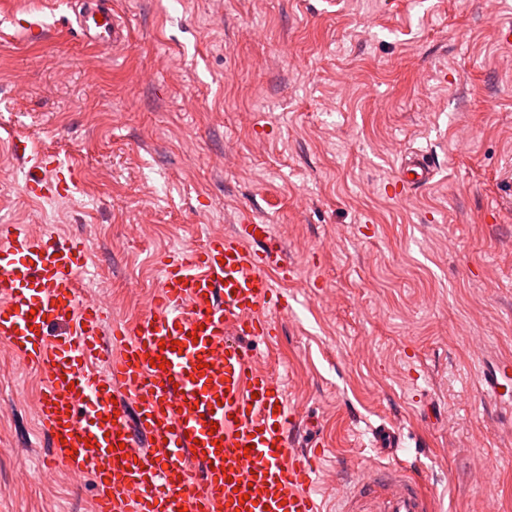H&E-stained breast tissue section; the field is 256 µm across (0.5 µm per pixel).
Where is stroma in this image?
<instances>
[{
	"mask_svg": "<svg viewBox=\"0 0 512 512\" xmlns=\"http://www.w3.org/2000/svg\"><path fill=\"white\" fill-rule=\"evenodd\" d=\"M108 2L115 53L80 0H0V222L84 243L107 333L148 313L160 255L270 224L298 275L249 348L324 444L322 512L384 468L438 512H512V413L476 385L512 355V0ZM411 151L434 177L391 195ZM47 153L70 197L28 194ZM44 381L0 340V512H93L38 427ZM105 2L83 4L75 14L80 35L87 44L115 49L128 41V32L113 9L104 8ZM102 18V22H98Z\"/></svg>",
	"mask_w": 512,
	"mask_h": 512,
	"instance_id": "stroma-1",
	"label": "stroma"
}]
</instances>
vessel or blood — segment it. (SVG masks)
<instances>
[{
	"label": "vessel or blood",
	"instance_id": "obj_1",
	"mask_svg": "<svg viewBox=\"0 0 512 512\" xmlns=\"http://www.w3.org/2000/svg\"><path fill=\"white\" fill-rule=\"evenodd\" d=\"M75 20L88 44L128 41L101 0H86ZM39 166L29 192L68 196L70 170L51 155ZM432 176L413 152L390 190L404 194ZM85 263L82 242L0 224V340L45 372L38 414L51 453L71 473L93 474L98 512H320L308 490L317 455L289 447L280 387L243 344L273 336L276 286L296 274L269 225L247 220L162 258L149 313L114 327L110 345L100 310L77 298ZM99 360L109 373L95 370ZM478 389L491 403H512V358L483 369ZM357 495L356 512L431 507L418 479L400 470L367 473Z\"/></svg>",
	"mask_w": 512,
	"mask_h": 512
}]
</instances>
